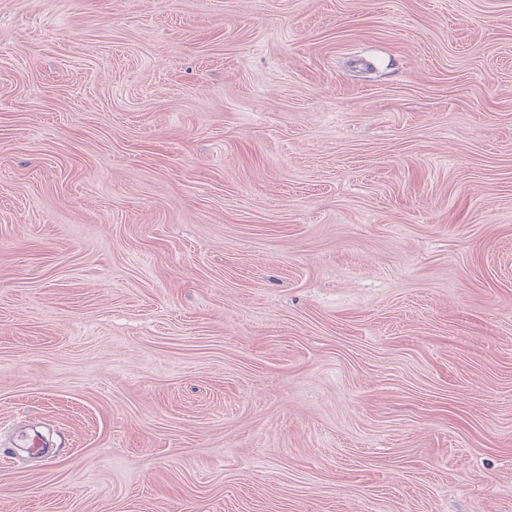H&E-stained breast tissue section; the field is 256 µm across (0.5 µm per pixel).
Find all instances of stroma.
Returning a JSON list of instances; mask_svg holds the SVG:
<instances>
[{
  "mask_svg": "<svg viewBox=\"0 0 512 512\" xmlns=\"http://www.w3.org/2000/svg\"><path fill=\"white\" fill-rule=\"evenodd\" d=\"M4 457L0 512H512V0H0Z\"/></svg>",
  "mask_w": 512,
  "mask_h": 512,
  "instance_id": "35a3bbf8",
  "label": "stroma"
}]
</instances>
